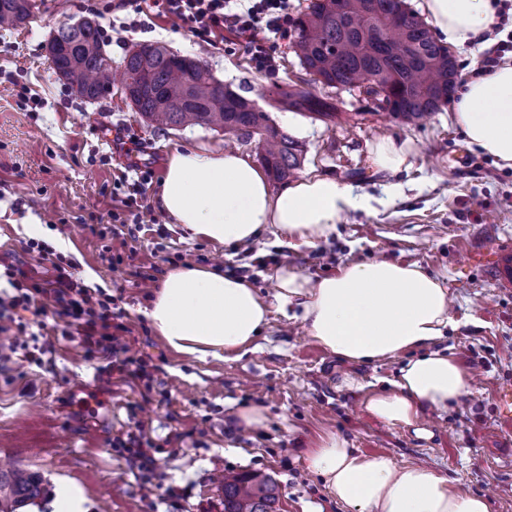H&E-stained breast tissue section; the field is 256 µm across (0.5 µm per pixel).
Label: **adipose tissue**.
Returning a JSON list of instances; mask_svg holds the SVG:
<instances>
[{"mask_svg":"<svg viewBox=\"0 0 512 512\" xmlns=\"http://www.w3.org/2000/svg\"><path fill=\"white\" fill-rule=\"evenodd\" d=\"M423 9L449 44L463 48L493 24L494 0H424ZM453 121L469 145L512 168V64L470 78L458 89ZM366 201L330 177L301 179L272 192L264 172L242 154L172 155L160 207L191 236L243 245L268 228L314 247ZM281 305L299 308L310 336L337 357L371 363L404 357L389 390L371 394L374 417L427 437L421 419L447 411L469 391L463 370L440 343L456 321L443 280L418 264L380 259L350 263L316 280L281 266ZM177 353L199 359L238 356L267 327L270 304L247 279L198 265L169 271L145 311ZM307 467L332 498L353 512H491L481 496L460 490L422 464L366 456L340 434L318 439Z\"/></svg>","mask_w":512,"mask_h":512,"instance_id":"ef3b65f1","label":"adipose tissue"}]
</instances>
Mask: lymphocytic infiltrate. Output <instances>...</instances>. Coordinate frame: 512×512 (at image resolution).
Here are the masks:
<instances>
[{"label": "lymphocytic infiltrate", "instance_id": "obj_1", "mask_svg": "<svg viewBox=\"0 0 512 512\" xmlns=\"http://www.w3.org/2000/svg\"><path fill=\"white\" fill-rule=\"evenodd\" d=\"M288 9L289 0H148L146 6L136 7L132 25L149 30L155 18L162 17L199 44L212 48L217 45V35L227 33L243 44L259 69L270 70L275 62L271 38L287 34L291 22ZM112 221V229L99 230V237L123 231L132 237L156 218L143 198L131 195L125 199L123 210L113 213ZM24 251L51 275L37 279L11 263L0 270L10 285L9 291H0V333L18 334L6 351H0V372L15 358L45 366L55 346L51 328L41 320L42 314L49 312L65 326L76 327L85 357H102V373L134 382L143 400L151 401L156 393L157 367L151 359L131 354L129 329L113 296L75 279L71 263L45 243L28 240ZM24 311L37 315V323L22 321ZM109 445L139 471L153 473L161 443L144 425L113 437Z\"/></svg>", "mask_w": 512, "mask_h": 512}]
</instances>
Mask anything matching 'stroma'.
<instances>
[{
    "mask_svg": "<svg viewBox=\"0 0 512 512\" xmlns=\"http://www.w3.org/2000/svg\"><path fill=\"white\" fill-rule=\"evenodd\" d=\"M32 17L20 27L0 28V256L42 275L22 249L42 239L63 253L85 285L114 295L137 342L136 353L157 359L156 386L167 403L143 402L138 390L116 381L96 400V360L87 359L71 337H60L53 365L15 366L12 383L0 382V457H11L49 481V492L26 512H56L63 493L83 500L84 512H224L215 476L255 472L272 477L281 512H351L335 501L305 457L328 432L345 437L362 454H385L397 464L424 462L461 490L485 496L492 512H512V440L499 426L494 392L512 379V168L469 149L454 124L451 105L428 118L404 124L385 112L350 113L357 95L333 96L338 119L323 122L297 112H275L274 125L302 145L301 178L332 177L369 197L370 207L345 215L335 233L317 247L290 248L281 234L267 230L241 248L192 238L169 218L162 230L145 229L138 239L117 236L109 265L101 256L92 219L122 208L130 184L143 172L145 202L159 211L168 162L177 152L217 153L231 148L258 162L255 139L199 125L158 129L135 111L121 85L90 101L55 74L48 43L58 28L89 18L103 26L113 66L142 44H160L199 61L218 81L261 100L275 87L307 79L291 49L290 37L277 39L275 70L256 67L240 46L213 49L173 30L167 20L149 31L131 28L132 8L113 10V0H32ZM28 88L41 101L22 104ZM140 149L129 152V137ZM409 141L408 169L380 171L370 162L379 140ZM125 171L127 183L115 187ZM505 248L501 264L473 267L467 256L492 246ZM265 258L256 266L255 257ZM187 265L222 266L246 277L274 297L280 264L312 279L339 266L387 259L416 263L444 278L451 314L458 327L444 341L448 353L473 383L468 395L445 413L427 415L429 437L371 417L367 395L389 389L400 359L352 364L325 351L280 305L249 350L231 360L197 359L171 351L144 315L153 289L137 287L138 272L173 260ZM352 385H345V378ZM259 406L261 427L247 432L237 412ZM142 422L154 436L183 433L182 443L158 453V480L178 485L179 499L160 503L145 479L133 472L108 441Z\"/></svg>",
    "mask_w": 512,
    "mask_h": 512,
    "instance_id": "obj_1",
    "label": "stroma"
}]
</instances>
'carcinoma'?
Instances as JSON below:
<instances>
[{
    "instance_id": "obj_1",
    "label": "carcinoma",
    "mask_w": 512,
    "mask_h": 512,
    "mask_svg": "<svg viewBox=\"0 0 512 512\" xmlns=\"http://www.w3.org/2000/svg\"><path fill=\"white\" fill-rule=\"evenodd\" d=\"M371 8H365L366 3ZM31 16L30 0H0V27L13 28ZM54 71L79 95L97 100L112 86V58L106 54L97 23L83 19L61 26L52 37ZM294 52L311 82L339 90L366 89L382 94L381 110L402 121L435 112L448 102L457 74L448 47L405 0H312L294 21ZM165 47L143 44L122 62L125 92L153 126L194 122L213 130L258 138L260 160L269 176L284 181L301 165V145L278 129L269 113L255 110L238 94L224 96L218 82L199 63ZM266 105L278 111L307 112L331 122L338 107L312 93L309 84L278 86ZM44 479L19 464L0 463V512H19L41 498ZM224 512H280L275 482L257 473L224 477Z\"/></svg>"
}]
</instances>
